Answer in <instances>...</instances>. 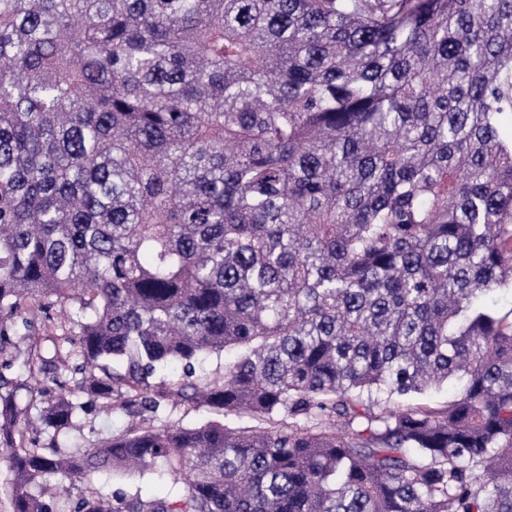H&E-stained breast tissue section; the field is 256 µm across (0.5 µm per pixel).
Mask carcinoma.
I'll return each mask as SVG.
<instances>
[{
  "label": "carcinoma",
  "mask_w": 512,
  "mask_h": 512,
  "mask_svg": "<svg viewBox=\"0 0 512 512\" xmlns=\"http://www.w3.org/2000/svg\"><path fill=\"white\" fill-rule=\"evenodd\" d=\"M506 123L512 0H0V353L56 433L214 415L63 450L5 358L12 512H512ZM159 465L179 496L69 497ZM104 400L98 399L92 412L82 414L71 428L62 431L57 441L63 448L89 446L112 433H119L131 425L132 421L120 413H108L100 409ZM75 449V448H69ZM159 416L166 422H180L183 425H195L212 418L205 409H195L174 399L165 401Z\"/></svg>",
  "instance_id": "1"
}]
</instances>
